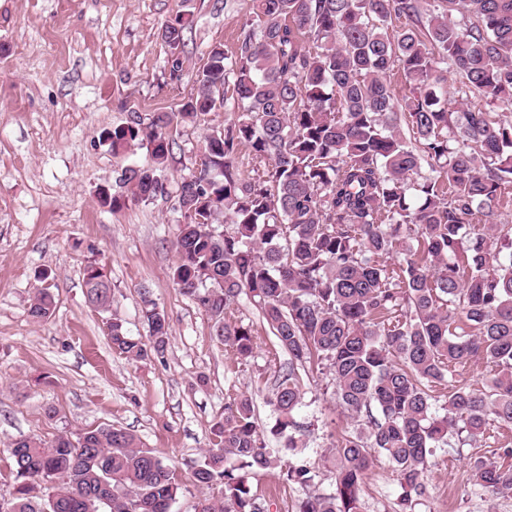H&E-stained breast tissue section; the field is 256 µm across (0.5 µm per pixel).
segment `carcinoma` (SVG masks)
Instances as JSON below:
<instances>
[{"mask_svg": "<svg viewBox=\"0 0 512 512\" xmlns=\"http://www.w3.org/2000/svg\"><path fill=\"white\" fill-rule=\"evenodd\" d=\"M191 22L183 13L162 25L168 52L183 53ZM206 55L195 96L177 111L102 132L116 153L146 145L151 163L122 168L119 191H101L99 202L116 211L167 195L174 124L236 106L205 137L203 168L177 187L174 281L240 359L257 345L234 305L242 294L259 305L289 356L270 399L288 447L301 432L297 371L314 361L362 423L334 445L336 491L308 495L298 512H360L377 453L404 506L422 494L433 449L463 432L475 443L492 421L512 424V222L490 210L512 183V112L468 105L512 106V0H253L235 49ZM395 68L406 94L389 79ZM450 73L459 77L453 110ZM244 148L264 165L247 177L236 162ZM83 283L86 301L109 310L112 287L97 264ZM143 303L148 341L118 318L108 325L112 348L132 361L164 357L170 340L166 313ZM53 311L44 290L28 309L37 323ZM471 365L490 369L484 388L455 382ZM209 442L192 471L211 491L204 512H263L249 483L256 471L313 480L266 448L245 395ZM5 448L10 512H171L182 489L176 469L112 425ZM474 468L483 486L512 493V464Z\"/></svg>", "mask_w": 512, "mask_h": 512, "instance_id": "carcinoma-1", "label": "carcinoma"}]
</instances>
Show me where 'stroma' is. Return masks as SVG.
Instances as JSON below:
<instances>
[{"label":"stroma","mask_w":512,"mask_h":512,"mask_svg":"<svg viewBox=\"0 0 512 512\" xmlns=\"http://www.w3.org/2000/svg\"><path fill=\"white\" fill-rule=\"evenodd\" d=\"M185 9L193 27L184 71L174 80L158 32ZM251 9L252 0H0V443L74 437L106 424L124 428L181 473L172 512H195L202 493L191 465L235 397L251 398L268 448L312 471L307 486L256 472L250 485L264 512H296L306 495L332 492V446L356 429L329 374L306 370L299 374L296 418L310 434L302 448L283 449L271 434L276 415L269 400L275 367L287 364L288 354L260 310L240 296L238 314L252 325L259 350L237 359L173 280V242L183 221L175 191L227 111L178 126L166 196L116 212L96 200L121 167L150 161L138 145L113 155L100 132L135 114L147 123L177 109L208 47L233 48ZM91 262L112 283L105 313L85 299L83 273ZM39 287L55 302L42 323L28 315ZM146 297L168 314L171 336L164 358L134 362L113 350L108 323L119 318L133 336L146 337ZM507 443L512 426L494 424L478 443L454 439L436 449L412 512H512V494L493 493L473 475L476 459L495 460ZM401 493L391 465L377 458L365 477L361 512H401Z\"/></svg>","instance_id":"1"}]
</instances>
